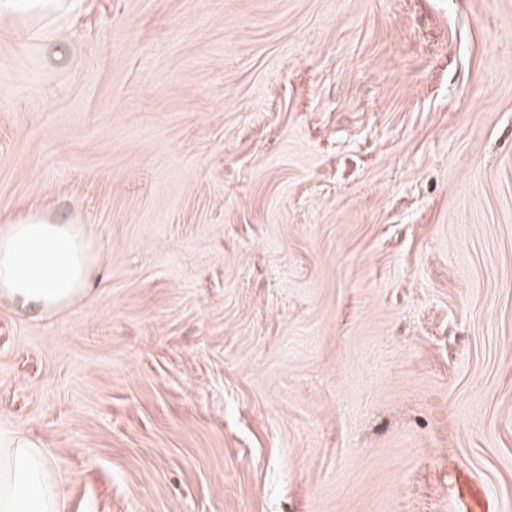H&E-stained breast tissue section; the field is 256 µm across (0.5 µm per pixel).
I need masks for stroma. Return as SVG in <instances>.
I'll list each match as a JSON object with an SVG mask.
<instances>
[{"instance_id":"obj_1","label":"stroma","mask_w":512,"mask_h":512,"mask_svg":"<svg viewBox=\"0 0 512 512\" xmlns=\"http://www.w3.org/2000/svg\"><path fill=\"white\" fill-rule=\"evenodd\" d=\"M103 278L0 303L65 512H512V0L0 14V209ZM448 484L457 490L466 512H496V504L481 480L465 471L451 469Z\"/></svg>"}]
</instances>
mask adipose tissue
<instances>
[{"label": "adipose tissue", "mask_w": 512, "mask_h": 512, "mask_svg": "<svg viewBox=\"0 0 512 512\" xmlns=\"http://www.w3.org/2000/svg\"><path fill=\"white\" fill-rule=\"evenodd\" d=\"M100 249L84 225L49 210H0V301L43 317L88 298ZM0 512H64L44 444L0 427Z\"/></svg>", "instance_id": "1"}]
</instances>
